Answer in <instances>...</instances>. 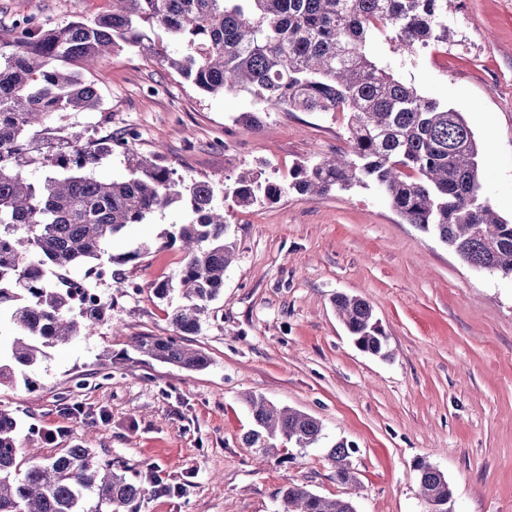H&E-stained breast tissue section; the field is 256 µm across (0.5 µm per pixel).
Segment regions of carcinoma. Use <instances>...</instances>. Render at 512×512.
Wrapping results in <instances>:
<instances>
[{
  "label": "carcinoma",
  "instance_id": "1",
  "mask_svg": "<svg viewBox=\"0 0 512 512\" xmlns=\"http://www.w3.org/2000/svg\"><path fill=\"white\" fill-rule=\"evenodd\" d=\"M447 18L448 0H112V10L57 28L17 19L12 41L0 45V384L25 376L48 347L103 325L119 331L112 300L81 305L78 282L103 268L115 236L175 203L189 218L166 239L180 244L182 264L176 281L157 288L162 299L180 295L175 332L200 333L223 291L235 247L218 198L224 177L187 183L160 154L131 151L124 136L63 124L67 112L102 111L96 84L64 65L90 67L125 45L204 92L348 116L351 154L298 165L286 180L242 173L231 188L237 205L373 185L405 223L436 236L464 264L512 282V222L480 194L481 151L465 117L420 95L371 53L389 33L411 55L446 41ZM118 147L127 174L98 175ZM35 165L45 171L39 184L27 178ZM334 304L361 351L388 357L367 301L339 294ZM134 348L186 371L210 364L173 336H138ZM245 401L252 428L244 443L263 458L281 439L304 450L323 438L322 423L305 412L254 394ZM21 448L17 419L0 410V512H125L144 493L94 448L75 445L24 469ZM352 453L343 440L329 451L340 484L357 483ZM418 485L427 512H448L453 493L443 472L420 464ZM277 498L278 512H356L351 500L302 484L280 488Z\"/></svg>",
  "mask_w": 512,
  "mask_h": 512
}]
</instances>
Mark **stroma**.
<instances>
[{"label":"stroma","mask_w":512,"mask_h":512,"mask_svg":"<svg viewBox=\"0 0 512 512\" xmlns=\"http://www.w3.org/2000/svg\"><path fill=\"white\" fill-rule=\"evenodd\" d=\"M110 0H0V44L18 16L47 27L90 19ZM447 41L418 56L379 38L377 60L418 93L462 112L483 151L480 178L496 212L512 219V0H448ZM99 112H73L88 129H133L132 149L161 152L185 180L235 178L258 170L282 178L299 162L349 151L344 113H261L246 94L211 95L156 59L126 48L91 75ZM236 244L224 292L210 305L192 347L210 358L188 372L135 351V336H169L178 295L161 300L182 253L163 236L184 223L177 205L113 240L112 275L98 281L120 334L49 348L26 377L0 385V409L37 432L24 458L80 444L109 455L147 491L130 512H277L290 483L352 499L356 512H426L417 467L447 476L452 512H512V282L468 267L435 237L401 221L371 187L311 200L291 192L274 204L225 202ZM148 251L127 262L138 245ZM370 303L391 352L361 351L336 316V295ZM112 377L101 380L102 366ZM249 394L321 421L317 447L283 445L261 462L243 437ZM82 408L80 418L62 404ZM55 429L47 439L46 429ZM339 440L356 451L358 483L336 481L327 453ZM163 470L177 495L150 487Z\"/></svg>","instance_id":"35a3bbf8"}]
</instances>
